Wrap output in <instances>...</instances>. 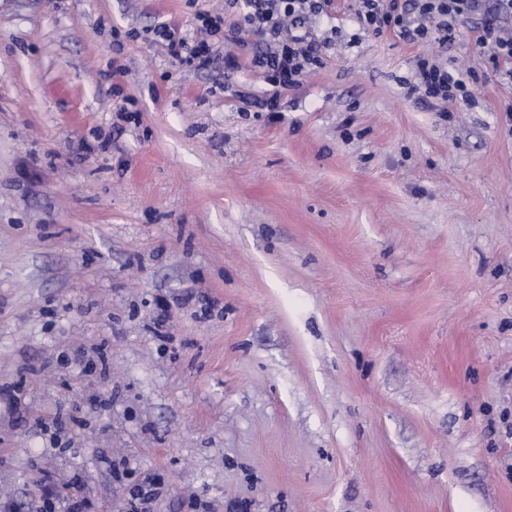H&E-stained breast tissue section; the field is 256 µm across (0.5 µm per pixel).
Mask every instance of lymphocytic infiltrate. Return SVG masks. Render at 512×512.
Here are the masks:
<instances>
[{
  "instance_id": "lymphocytic-infiltrate-1",
  "label": "lymphocytic infiltrate",
  "mask_w": 512,
  "mask_h": 512,
  "mask_svg": "<svg viewBox=\"0 0 512 512\" xmlns=\"http://www.w3.org/2000/svg\"><path fill=\"white\" fill-rule=\"evenodd\" d=\"M231 2L237 10L233 24H226L224 16L200 12L195 16L198 38H188L168 25L156 27L154 33L165 41L173 59L196 70L211 67L216 44H225V73L250 65L270 87L265 107L276 111L283 93L300 88L308 73L323 66L324 44L312 37L306 23L331 16L334 0ZM354 15L365 33L379 36L393 31L419 44L441 46L459 37L461 18L479 17L478 43L486 48L495 74L512 81V33L501 25L502 17L512 16V0H356ZM410 92L443 113L450 105L473 98L462 74L426 56L416 61Z\"/></svg>"
}]
</instances>
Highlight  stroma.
<instances>
[{"mask_svg": "<svg viewBox=\"0 0 512 512\" xmlns=\"http://www.w3.org/2000/svg\"><path fill=\"white\" fill-rule=\"evenodd\" d=\"M224 5L0 0V500L36 512L42 472L56 512L154 476L153 512H512V82L478 17L442 48L338 0L273 116L154 35ZM423 54L473 102L419 105Z\"/></svg>", "mask_w": 512, "mask_h": 512, "instance_id": "1", "label": "stroma"}]
</instances>
